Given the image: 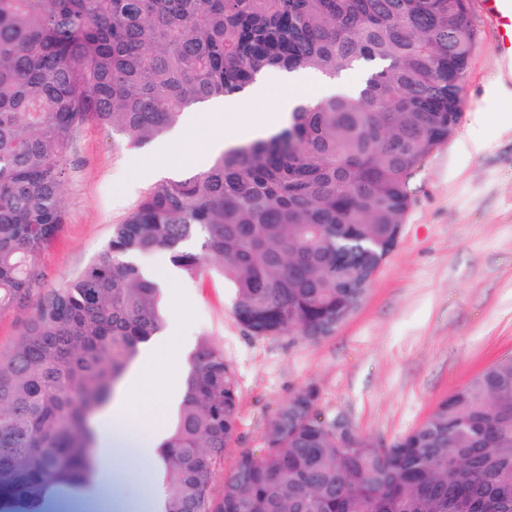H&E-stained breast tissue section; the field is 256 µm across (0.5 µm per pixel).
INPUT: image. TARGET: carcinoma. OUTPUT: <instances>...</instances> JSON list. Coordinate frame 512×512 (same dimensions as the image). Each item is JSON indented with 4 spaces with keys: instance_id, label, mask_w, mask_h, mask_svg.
Wrapping results in <instances>:
<instances>
[{
    "instance_id": "1",
    "label": "carcinoma",
    "mask_w": 512,
    "mask_h": 512,
    "mask_svg": "<svg viewBox=\"0 0 512 512\" xmlns=\"http://www.w3.org/2000/svg\"><path fill=\"white\" fill-rule=\"evenodd\" d=\"M474 33L466 0H0V512H47L97 479L93 420L163 327L159 286L128 254L216 269L254 336L320 341L368 293L411 203L410 181L454 131ZM359 69L357 88L301 104L265 138L153 182L97 258L42 289L38 257L65 224L73 133L136 145L263 74ZM295 393L263 453L215 470L236 433L238 383L201 340L162 450L161 512H512V355L409 433L344 437ZM21 316L13 310L0 312V349H7L21 332Z\"/></svg>"
}]
</instances>
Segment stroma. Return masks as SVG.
Returning a JSON list of instances; mask_svg holds the SVG:
<instances>
[{"label":"stroma","instance_id":"stroma-1","mask_svg":"<svg viewBox=\"0 0 512 512\" xmlns=\"http://www.w3.org/2000/svg\"><path fill=\"white\" fill-rule=\"evenodd\" d=\"M475 40L463 80L462 116L422 163L398 242L358 310L316 343L254 336L236 320L233 291L212 271H176L162 286L165 328L182 341L164 353L153 390L132 406L142 419L168 383L183 384L200 338L223 349L239 387L238 426L215 474L223 485L240 449L261 453L268 420L314 386L327 420L391 441L423 422L443 398L512 354V65L468 0ZM475 139L476 152L462 141ZM119 132L90 121L71 141L64 181L66 222L41 254L42 285L55 288L103 249L113 225L137 206L155 174Z\"/></svg>","mask_w":512,"mask_h":512}]
</instances>
